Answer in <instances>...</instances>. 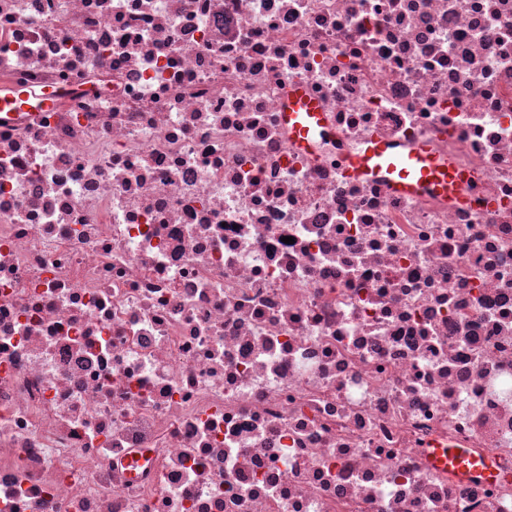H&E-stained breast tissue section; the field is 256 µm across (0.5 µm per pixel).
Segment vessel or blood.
Masks as SVG:
<instances>
[{
	"label": "vessel or blood",
	"mask_w": 512,
	"mask_h": 512,
	"mask_svg": "<svg viewBox=\"0 0 512 512\" xmlns=\"http://www.w3.org/2000/svg\"><path fill=\"white\" fill-rule=\"evenodd\" d=\"M283 115L295 146L301 149L310 147L312 136L324 125L316 101L300 92L289 95ZM344 169L353 177L386 178L396 191L407 195L428 190L465 201L472 193L465 172L439 164L423 146L400 153L384 141L371 139L345 160Z\"/></svg>",
	"instance_id": "1"
}]
</instances>
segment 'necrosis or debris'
I'll return each instance as SVG.
<instances>
[{"label": "necrosis or debris", "instance_id": "4bbe7bcc", "mask_svg": "<svg viewBox=\"0 0 512 512\" xmlns=\"http://www.w3.org/2000/svg\"><path fill=\"white\" fill-rule=\"evenodd\" d=\"M9 96L0 512H512V0H0ZM283 115L295 146L301 149L310 147L311 137L325 126L323 113L316 101L302 92L288 96ZM394 148L382 140H368L360 152L344 161L343 167L353 177L386 178L403 194L419 195L428 190L471 200V183L465 172L439 164L426 147L403 153Z\"/></svg>", "mask_w": 512, "mask_h": 512}]
</instances>
